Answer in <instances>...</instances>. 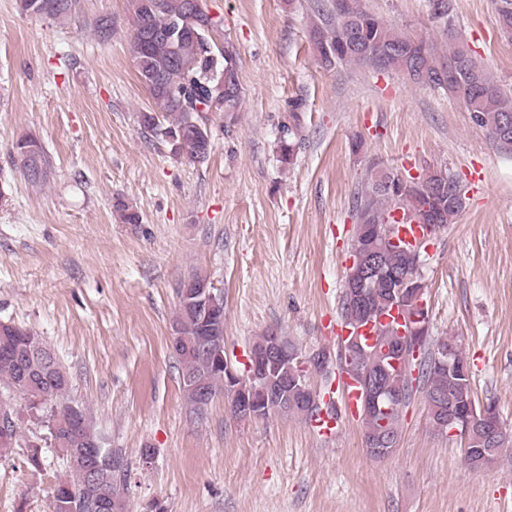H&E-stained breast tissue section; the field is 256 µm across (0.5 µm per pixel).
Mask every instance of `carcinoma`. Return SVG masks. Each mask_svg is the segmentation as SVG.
Instances as JSON below:
<instances>
[{"label":"carcinoma","mask_w":512,"mask_h":512,"mask_svg":"<svg viewBox=\"0 0 512 512\" xmlns=\"http://www.w3.org/2000/svg\"><path fill=\"white\" fill-rule=\"evenodd\" d=\"M76 0H20L19 8L25 15L45 16L54 20L70 16ZM132 12V41L152 35L153 42L142 53L135 55L142 83L153 101V111L141 115L144 128L174 138V152L191 163L203 164L211 155L213 141L207 127L208 112H222L233 122L243 101L242 86L236 64L237 52L231 43L224 48L216 46L212 33L220 27L209 16L208 7L201 9L193 0H129ZM432 18L443 25L448 37V54L439 56L432 43L399 33L377 15L367 11L361 0H315L314 11L318 22L310 30V41L317 49L322 64L357 65L376 73L399 72L411 81L441 89L463 97L466 111L472 120L488 132L492 144L502 152L512 153V90L493 81L476 62L467 44L457 39L452 28L448 0H429ZM497 22L500 29L512 34V0H496ZM305 104L298 99L289 105L288 118L281 125L277 142L280 161L293 164L297 136L301 129ZM168 121L163 126L160 119ZM23 176L31 183L48 179L53 161L51 156L32 136L22 135L15 142ZM465 207L459 181L446 169L430 170L418 178H405L398 173L373 165L365 191L356 197L352 258L347 269L340 298V324L356 330L374 319L376 342L351 344L339 342L336 358L325 348L316 350L321 360L313 371L328 376L331 365L339 366L340 373L356 379L367 374L377 378L384 371L382 347L392 346L401 338L399 325L383 324L378 317L402 304L400 313L407 316L416 295L426 294L421 274L419 251L403 248L392 242L393 221L389 214L401 209L416 221L438 233L454 223ZM116 211L125 224H139L141 214L123 201ZM405 280L404 292L394 297L389 282ZM366 284L364 308L356 309L347 303L350 289L357 282ZM173 329L180 346L173 352L187 412L203 418L209 403L184 381L192 375L205 382L210 397L229 393L224 368L215 365L201 350L205 336L203 316L193 312L183 300H178ZM283 357L272 366V372L291 374L297 366L294 355L301 352L288 337L280 336ZM418 355L399 360L393 375L387 381L388 392L396 400L385 411L361 409L364 428V446L367 448H394L401 434L403 409L417 395H422L432 424L448 430L446 422L452 412L450 400L443 398L452 386L448 370L436 365L434 358L442 349L450 350L456 360L468 361L459 341L448 336L434 339L430 328L420 333ZM45 354L54 350L37 333L19 327L0 331V383L11 390L18 381V367L12 356L24 354L32 348ZM70 388V377L58 357H53L49 370L34 371L28 380L31 397L28 410L34 417L48 416L50 437H72L73 444L62 449L66 471L54 488V499L49 512H126L129 463L121 448L105 447L102 435L95 427L91 412L84 404L73 406L80 420L74 431L53 429L55 411L68 405L65 401ZM312 390L309 378L288 381V388L276 393L288 407L279 410L282 415L298 414L309 418L321 412L335 414L333 401L317 396L312 403L305 391Z\"/></svg>","instance_id":"carcinoma-1"}]
</instances>
